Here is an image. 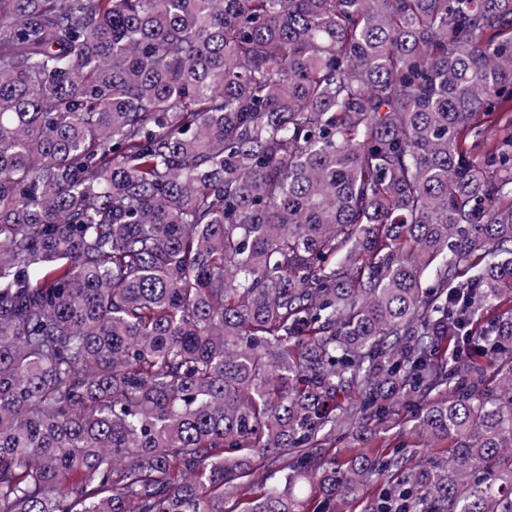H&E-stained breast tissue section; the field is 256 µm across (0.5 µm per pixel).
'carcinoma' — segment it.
Segmentation results:
<instances>
[{"mask_svg":"<svg viewBox=\"0 0 512 512\" xmlns=\"http://www.w3.org/2000/svg\"><path fill=\"white\" fill-rule=\"evenodd\" d=\"M506 101L512 0H0V512H512ZM411 414L400 408L397 415L382 426L384 430L376 425L375 421L364 422L357 426H365L367 428V437L371 438L370 443L373 448H381L391 443L400 442L407 447L408 451L416 452L413 458L416 461H424L433 456L435 451L445 450L444 445L433 447V443L423 437H420L413 429L412 423L409 422Z\"/></svg>","mask_w":512,"mask_h":512,"instance_id":"cac0c4a2","label":"carcinoma"}]
</instances>
